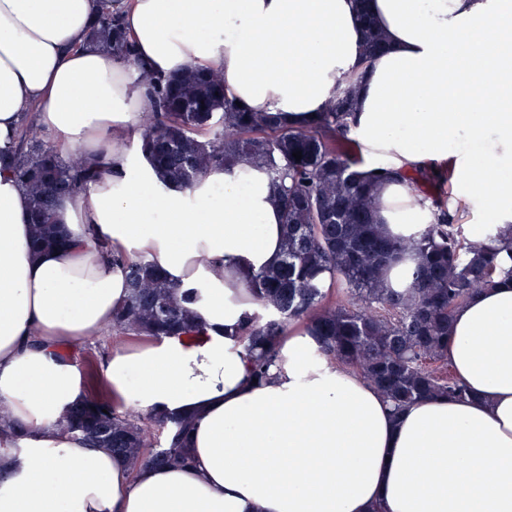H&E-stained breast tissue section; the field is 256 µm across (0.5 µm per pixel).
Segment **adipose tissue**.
Returning <instances> with one entry per match:
<instances>
[{
	"mask_svg": "<svg viewBox=\"0 0 512 512\" xmlns=\"http://www.w3.org/2000/svg\"><path fill=\"white\" fill-rule=\"evenodd\" d=\"M100 0H0V158L25 114L95 177L61 199L67 249L35 251L22 186L0 168V402L27 436L0 445V512H512V279L453 312L448 361L465 400L393 413L353 370L317 357L307 329L253 382L237 331L256 304L244 276L275 265L285 228L262 170L215 167L164 183L141 149L152 101L140 69L220 70L250 112L300 128L351 86L349 132L367 158L453 161L512 236V0H368L385 38L363 54L355 0H124L127 60L89 47ZM430 213L402 184L376 219L409 236ZM155 262L194 292L196 336L152 337L106 356L117 403L197 414L186 468L130 469L60 419L86 387L70 349L112 327L125 264Z\"/></svg>",
	"mask_w": 512,
	"mask_h": 512,
	"instance_id": "1",
	"label": "adipose tissue"
}]
</instances>
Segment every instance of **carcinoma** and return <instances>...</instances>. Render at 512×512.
Returning a JSON list of instances; mask_svg holds the SVG:
<instances>
[{
    "instance_id": "obj_1",
    "label": "carcinoma",
    "mask_w": 512,
    "mask_h": 512,
    "mask_svg": "<svg viewBox=\"0 0 512 512\" xmlns=\"http://www.w3.org/2000/svg\"><path fill=\"white\" fill-rule=\"evenodd\" d=\"M87 44L129 58L134 45L121 22L120 0H103ZM382 37L366 26L368 56ZM141 81L153 101L142 150L165 182L192 186L211 167L246 162L263 169L282 207L285 236L279 262L245 276L259 304L240 330L249 372L266 376L278 360V339L303 323L316 355L355 370L394 411L428 398L465 399L470 391L448 369L452 313L496 278H512V245L493 247L465 236L449 210L429 196L425 171L366 170L348 137L349 95L336 99L314 124L293 128L267 112H246L224 96L215 72L188 68ZM302 152L297 161L292 153ZM11 171L26 192L32 243L39 249L65 240L55 231L57 203L94 176L80 157L61 158L23 125ZM397 182L420 193L432 219L417 237L388 236L374 222L376 188ZM411 260L407 284L391 288L386 271ZM128 292L112 329L131 336L195 335L200 331L171 283L149 260L126 264ZM90 394L65 414L68 429L93 448H107L139 466L188 465L192 416L156 419L118 413L89 366Z\"/></svg>"
}]
</instances>
